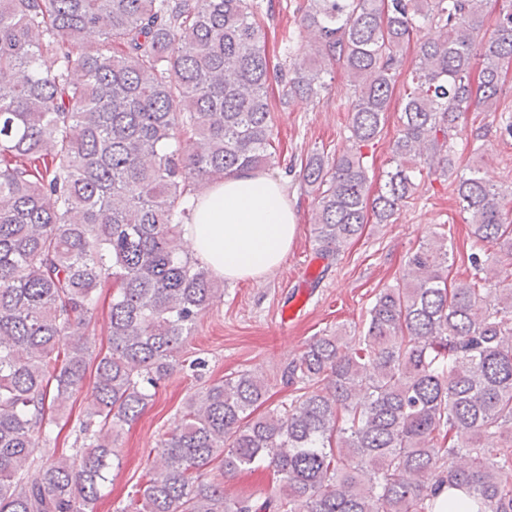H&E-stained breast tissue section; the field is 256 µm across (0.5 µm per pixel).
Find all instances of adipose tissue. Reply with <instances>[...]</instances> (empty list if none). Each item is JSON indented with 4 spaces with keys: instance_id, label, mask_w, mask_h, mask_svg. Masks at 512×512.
I'll use <instances>...</instances> for the list:
<instances>
[{
    "instance_id": "adipose-tissue-1",
    "label": "adipose tissue",
    "mask_w": 512,
    "mask_h": 512,
    "mask_svg": "<svg viewBox=\"0 0 512 512\" xmlns=\"http://www.w3.org/2000/svg\"><path fill=\"white\" fill-rule=\"evenodd\" d=\"M297 229L284 186L245 172L211 185L198 198L182 240L217 277L253 281L282 264Z\"/></svg>"
}]
</instances>
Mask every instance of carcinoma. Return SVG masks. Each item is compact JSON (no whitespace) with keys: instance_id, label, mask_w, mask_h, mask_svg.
I'll return each instance as SVG.
<instances>
[{"instance_id":"1","label":"carcinoma","mask_w":512,"mask_h":512,"mask_svg":"<svg viewBox=\"0 0 512 512\" xmlns=\"http://www.w3.org/2000/svg\"><path fill=\"white\" fill-rule=\"evenodd\" d=\"M485 2L300 6L310 41L276 74L283 103L319 98L338 66L353 87L351 146L301 165L317 254L330 265L369 222L394 223L425 168L456 172L470 252L445 224L420 242L358 335L317 336L289 362L288 403L260 411L267 385L249 371L198 391L122 512H436L444 486L448 512H512V213L454 142L472 109L497 106L512 63V0L491 29ZM272 19L258 0H0V512H93L118 429L221 300L172 240L204 187L275 163ZM414 38L395 167L371 195L362 147ZM108 284L109 350L94 358ZM91 365L82 447L37 462ZM218 458L276 486L257 507L231 501L202 479Z\"/></svg>"}]
</instances>
